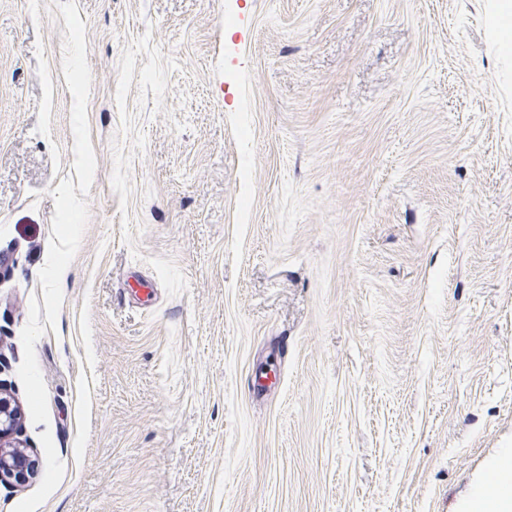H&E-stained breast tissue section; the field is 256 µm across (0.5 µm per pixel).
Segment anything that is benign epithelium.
<instances>
[{
	"mask_svg": "<svg viewBox=\"0 0 512 512\" xmlns=\"http://www.w3.org/2000/svg\"><path fill=\"white\" fill-rule=\"evenodd\" d=\"M21 418V408L0 388L1 484L23 482L39 467L38 460L32 458L16 441Z\"/></svg>",
	"mask_w": 512,
	"mask_h": 512,
	"instance_id": "7a95c632",
	"label": "benign epithelium"
}]
</instances>
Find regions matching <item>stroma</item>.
Instances as JSON below:
<instances>
[{"label": "stroma", "mask_w": 512, "mask_h": 512, "mask_svg": "<svg viewBox=\"0 0 512 512\" xmlns=\"http://www.w3.org/2000/svg\"><path fill=\"white\" fill-rule=\"evenodd\" d=\"M0 267V512H459L512 450L484 0H0ZM21 408L1 388L0 382V483L25 481L39 467L20 443L16 441Z\"/></svg>", "instance_id": "35a3bbf8"}]
</instances>
